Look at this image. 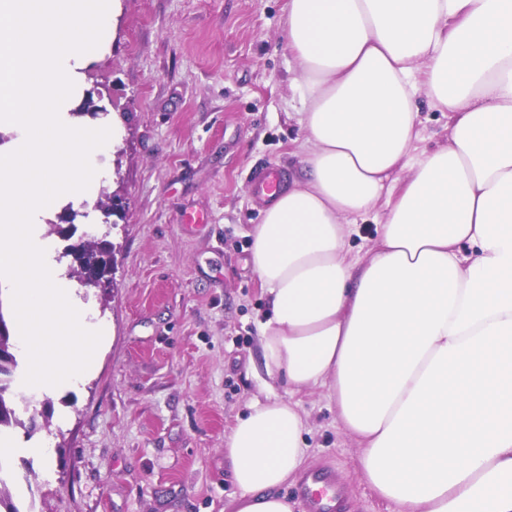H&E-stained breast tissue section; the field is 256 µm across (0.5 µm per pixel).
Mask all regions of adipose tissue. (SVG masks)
I'll return each mask as SVG.
<instances>
[{
  "label": "adipose tissue",
  "mask_w": 512,
  "mask_h": 512,
  "mask_svg": "<svg viewBox=\"0 0 512 512\" xmlns=\"http://www.w3.org/2000/svg\"><path fill=\"white\" fill-rule=\"evenodd\" d=\"M303 174L250 263L268 377L224 439L234 512H294L297 393L321 387L396 512H512V0H289ZM448 143L418 150L420 95ZM376 246L348 260L383 195Z\"/></svg>",
  "instance_id": "1"
}]
</instances>
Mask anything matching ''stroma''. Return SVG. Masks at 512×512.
I'll list each match as a JSON object with an SVG mask.
<instances>
[{
	"label": "stroma",
	"instance_id": "obj_1",
	"mask_svg": "<svg viewBox=\"0 0 512 512\" xmlns=\"http://www.w3.org/2000/svg\"><path fill=\"white\" fill-rule=\"evenodd\" d=\"M287 15L288 0H120L84 88L121 121L98 162L125 209L112 224L94 201L68 203L74 233L52 238L67 265L85 235L117 245L110 287L85 291L111 339L79 390L51 394L52 418L42 402L19 406L54 444L50 460L13 459L20 512H230L224 437L249 403L288 394L263 385L270 299L248 262L263 213L255 175H302ZM299 400L306 468L335 475L340 512H394L327 390Z\"/></svg>",
	"mask_w": 512,
	"mask_h": 512
}]
</instances>
